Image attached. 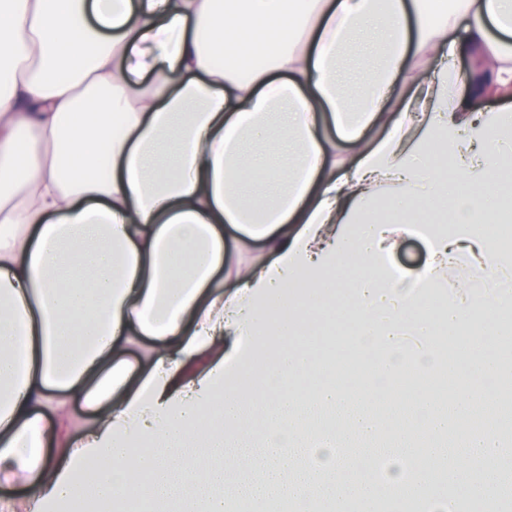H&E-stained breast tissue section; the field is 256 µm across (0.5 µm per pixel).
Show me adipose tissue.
I'll list each match as a JSON object with an SVG mask.
<instances>
[{"label": "adipose tissue", "instance_id": "adipose-tissue-1", "mask_svg": "<svg viewBox=\"0 0 512 512\" xmlns=\"http://www.w3.org/2000/svg\"><path fill=\"white\" fill-rule=\"evenodd\" d=\"M461 53L482 74L462 75ZM346 55L365 56L363 83ZM485 86L512 94V0H0V482L24 485L25 512L84 495L103 458L93 512L511 498L512 443L472 428L512 381L497 357L512 325L473 317L512 299L483 291L512 279V246L479 230L508 212L496 173L512 158V112L470 108ZM452 183L450 227L417 218ZM403 236L428 259L395 277ZM463 259L477 280L411 321ZM348 269L362 398L278 346ZM286 281L299 298L282 310ZM464 333L466 391L399 397L397 373L441 366L432 337ZM144 336L158 344L132 383L110 356ZM242 369L255 394L234 390ZM239 459L250 469L227 468Z\"/></svg>", "mask_w": 512, "mask_h": 512}]
</instances>
